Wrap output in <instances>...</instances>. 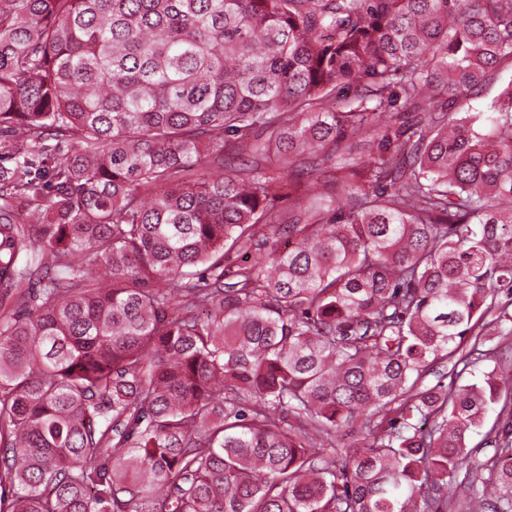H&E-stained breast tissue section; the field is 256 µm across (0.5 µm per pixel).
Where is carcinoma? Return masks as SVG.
Here are the masks:
<instances>
[{
	"label": "carcinoma",
	"mask_w": 512,
	"mask_h": 512,
	"mask_svg": "<svg viewBox=\"0 0 512 512\" xmlns=\"http://www.w3.org/2000/svg\"><path fill=\"white\" fill-rule=\"evenodd\" d=\"M511 335L512 0H0V512H512Z\"/></svg>",
	"instance_id": "cac0c4a2"
}]
</instances>
